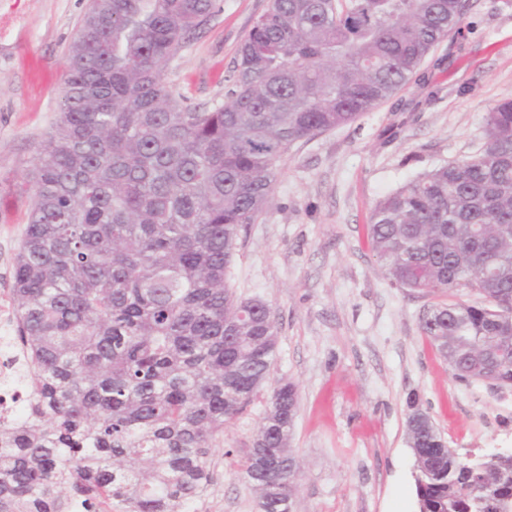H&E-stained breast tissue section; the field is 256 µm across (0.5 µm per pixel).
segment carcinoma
I'll list each match as a JSON object with an SVG mask.
<instances>
[{
  "mask_svg": "<svg viewBox=\"0 0 512 512\" xmlns=\"http://www.w3.org/2000/svg\"><path fill=\"white\" fill-rule=\"evenodd\" d=\"M217 0H91L68 53L63 106L37 149L12 295L30 412L0 421V512H188L224 423L267 381L269 306L227 270L296 142L354 122L463 36L464 0H270L224 104L182 107L167 61ZM481 154L407 182L374 208L386 276L481 301L427 308L423 333L460 379L512 384V100L486 115ZM295 384L277 386L253 444L288 445ZM419 512H496L512 458L461 459L429 415L407 421ZM298 466L259 512H287Z\"/></svg>",
  "mask_w": 512,
  "mask_h": 512,
  "instance_id": "carcinoma-1",
  "label": "carcinoma"
}]
</instances>
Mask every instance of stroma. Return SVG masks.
Instances as JSON below:
<instances>
[{
    "label": "stroma",
    "instance_id": "stroma-1",
    "mask_svg": "<svg viewBox=\"0 0 512 512\" xmlns=\"http://www.w3.org/2000/svg\"><path fill=\"white\" fill-rule=\"evenodd\" d=\"M270 0H219L164 68L181 105L221 106L238 49ZM89 0H0V336L14 311L15 257L32 204L38 146L60 116L68 49ZM463 39L442 41L422 78L354 123L304 139L279 159L272 199L240 233L227 283L259 299L278 328L268 387L224 425L195 512H259L243 468L270 389L296 385L292 512H418L410 402L460 457L512 448V386L458 380L420 326L469 290L394 286L372 249L376 203L485 141V116L512 100V0H469Z\"/></svg>",
    "mask_w": 512,
    "mask_h": 512
}]
</instances>
